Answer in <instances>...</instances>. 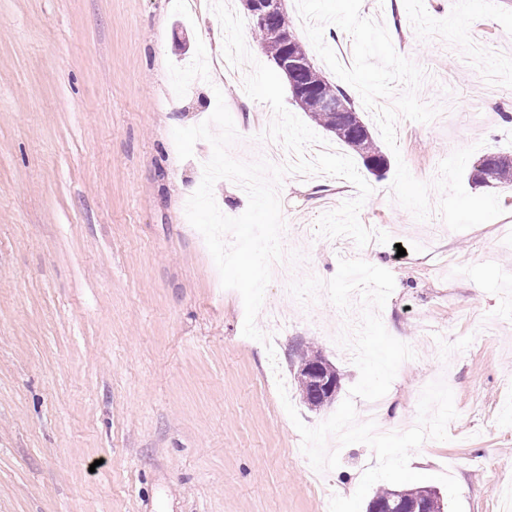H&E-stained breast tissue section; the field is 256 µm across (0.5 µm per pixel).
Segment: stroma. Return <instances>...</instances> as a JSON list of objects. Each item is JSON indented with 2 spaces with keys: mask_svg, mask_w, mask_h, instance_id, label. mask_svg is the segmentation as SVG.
I'll return each mask as SVG.
<instances>
[{
  "mask_svg": "<svg viewBox=\"0 0 512 512\" xmlns=\"http://www.w3.org/2000/svg\"><path fill=\"white\" fill-rule=\"evenodd\" d=\"M293 34L329 80L343 24L349 91L390 167L361 224L388 244L317 233L325 197L357 188L285 175L282 244L294 278L330 280L340 256L390 271L379 315L415 352L382 398L403 432L424 387L446 378L456 419L411 468L452 475L464 512H512V187L469 179L471 159L512 152V0H285ZM218 19L181 0H0V512H322L351 496L373 450L341 448L314 481L302 438L242 334L240 294L223 288L189 223L184 186L200 184L209 142L179 159L177 127L207 120L223 93L240 133L229 154L257 159L271 109L196 60ZM265 302L290 388L302 348L318 349L344 401L360 373L330 334L329 296L297 301L278 282Z\"/></svg>",
  "mask_w": 512,
  "mask_h": 512,
  "instance_id": "stroma-1",
  "label": "stroma"
}]
</instances>
